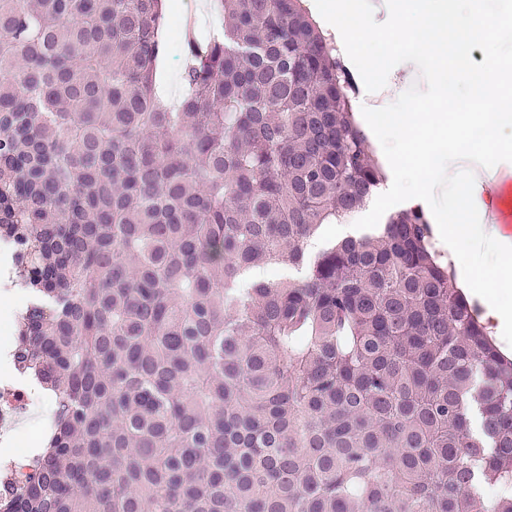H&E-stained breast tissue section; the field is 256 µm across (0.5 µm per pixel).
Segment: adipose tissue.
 I'll return each mask as SVG.
<instances>
[{"label":"adipose tissue","instance_id":"obj_1","mask_svg":"<svg viewBox=\"0 0 512 512\" xmlns=\"http://www.w3.org/2000/svg\"><path fill=\"white\" fill-rule=\"evenodd\" d=\"M310 10L324 12L338 46L402 44L398 66L372 82L371 104L360 120L373 143L384 134L394 136L396 150L378 152L382 162L399 172L410 165L422 170L423 180L411 197L430 211L433 233L459 269L463 286L483 277L482 296L497 313L501 350L512 354V304L497 299L512 290V240L491 224L482 199L485 186L498 182L494 162L487 156L465 157L462 147L473 137L449 132L450 118L460 109L474 116L476 135L485 139L512 126V82L502 79L497 62L474 67L461 52L466 44L487 40L512 48V21L494 24L478 11L459 18L454 0H332L328 5L314 0ZM426 56L439 57L443 69H423L420 61ZM456 69L468 76L469 93L462 102L448 78ZM404 85L412 90L411 112L394 109Z\"/></svg>","mask_w":512,"mask_h":512}]
</instances>
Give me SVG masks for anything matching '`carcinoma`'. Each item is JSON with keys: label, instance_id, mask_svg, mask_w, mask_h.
<instances>
[{"label": "carcinoma", "instance_id": "cac0c4a2", "mask_svg": "<svg viewBox=\"0 0 512 512\" xmlns=\"http://www.w3.org/2000/svg\"><path fill=\"white\" fill-rule=\"evenodd\" d=\"M0 0L13 364L52 410L0 512H512V361L383 175L303 0ZM275 268L280 277L256 274ZM168 2L172 4V7L169 8L166 12V21L171 29L174 24L173 30L177 40V35L180 30L181 23L179 22L178 24L175 22L180 21L181 18L185 15L193 16L195 5L196 3L200 2V0H169ZM164 70L167 85L171 88L173 84L177 86L178 98L181 94L180 72L183 66L182 54L179 56L178 52L174 51L158 63L157 69L160 64ZM405 196L399 182L395 192L389 190L386 182L373 202L366 209L356 214L349 224H327L324 228L325 238L338 241L344 237L343 229L352 225L359 227L362 230L361 234L380 227L389 213L412 205L403 200Z\"/></svg>", "mask_w": 512, "mask_h": 512}]
</instances>
